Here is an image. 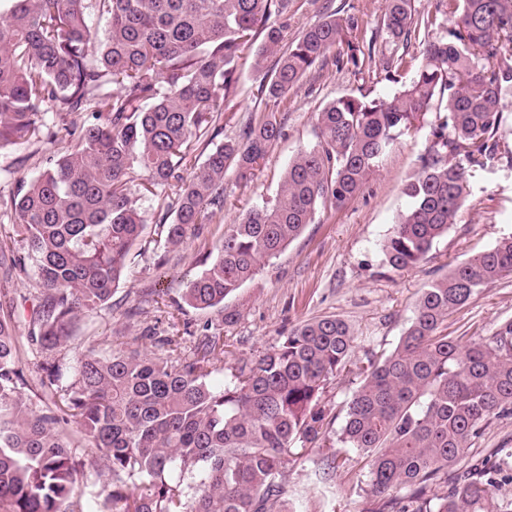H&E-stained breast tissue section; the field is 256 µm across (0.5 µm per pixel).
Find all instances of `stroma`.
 <instances>
[{
	"mask_svg": "<svg viewBox=\"0 0 512 512\" xmlns=\"http://www.w3.org/2000/svg\"><path fill=\"white\" fill-rule=\"evenodd\" d=\"M384 6L385 0H291L285 39L293 41L323 14L340 7L356 14L361 29L369 31L376 27ZM251 60V50H244L241 91L229 106L236 118L224 124L228 137L238 132L237 118L249 115L259 104V77L251 69ZM364 84L386 98L396 90L377 68L359 75L329 65L308 73L275 108L283 135L269 151L261 171L249 183L227 173L223 223L211 225L204 236L189 240L179 250H166L160 236L158 220L166 211L165 197L158 191L143 193L146 224L130 251L125 275L112 294V306L87 314L75 324L68 347L60 353L64 378H71L78 354L88 350L103 356L120 344L154 350L153 341L147 337L151 331L160 336H180V351L189 354L194 333L205 324L219 323L227 309L237 312L238 317L224 329V353L209 378L219 387L239 360L255 359L273 350L289 331L304 322L333 317L344 321L355 338L349 370L333 378L322 395L330 421L327 433L331 440H338L347 402L360 381L359 369L395 349L422 289L446 275L449 266L512 235V168L496 164L467 172L469 196L457 223L437 240L423 264L400 274L391 273L383 265L381 245L391 234L397 214L408 204L403 187L417 173L418 158L426 145L424 133L402 137L369 178L362 194L340 208L319 214L316 223L306 225L253 280L227 296L223 309L180 310L175 301L187 282L215 257L225 225L275 196L290 160L314 138L319 107ZM69 146L65 138L35 144L19 139L0 145V194L15 190L20 178L38 175L45 156L63 153ZM33 295L25 279L15 282L10 293L29 382L22 396L30 407L39 409L50 399L37 394L34 387L42 354L29 338ZM131 309L136 312L132 318L127 315ZM507 320H512V275L481 287L449 317L446 331L465 344L471 337L492 335ZM496 451L504 456L512 453V415L492 419L474 440L467 461L481 462ZM332 454L341 463L332 481L320 482L317 465ZM368 480L367 470L353 449L301 448L288 466V496L296 503L315 487L320 494L307 503L304 512H380L381 501L368 493Z\"/></svg>",
	"mask_w": 512,
	"mask_h": 512,
	"instance_id": "stroma-1",
	"label": "stroma"
}]
</instances>
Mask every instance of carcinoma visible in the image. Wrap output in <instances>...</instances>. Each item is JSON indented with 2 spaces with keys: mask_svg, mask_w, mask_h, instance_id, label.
I'll use <instances>...</instances> for the list:
<instances>
[{
  "mask_svg": "<svg viewBox=\"0 0 512 512\" xmlns=\"http://www.w3.org/2000/svg\"><path fill=\"white\" fill-rule=\"evenodd\" d=\"M0 12V128L32 141L60 131L71 146L45 158L0 206L24 237H0V283L34 269L33 337L52 352L70 326L109 306L145 223L133 191L171 199L159 224L179 249L223 218L224 175L253 180L283 127L271 111L248 116L213 144L240 89V52L253 50L258 91L278 102L318 65L361 74L379 60L398 85L370 87L316 113L315 142L288 163L275 198L227 226L217 254L178 308L210 309L251 281L317 212L362 193L398 139L428 128L409 199L381 245L394 272L420 266L466 207V172L499 152L512 96V0H442L441 15L414 0H386L370 37L353 13L330 12L281 49L288 0H12ZM94 7L109 19L100 36ZM424 33L420 55L411 35ZM276 56L270 69L265 62ZM436 112L435 120L427 116ZM213 145L197 164L200 140ZM512 274V237L451 266L423 289L395 350L370 363L347 403L339 442L362 454L369 493L387 512H512L496 496L502 463L459 468L494 417L512 413V320L462 345L448 317L482 286ZM354 336L342 320L307 321L279 346L244 359L221 387L212 360L224 328L208 325L189 355L129 347L78 358L59 385V360L39 367L52 405L28 407L11 315L0 316V512H293L286 474L296 445L323 447L331 378L347 368ZM88 442L82 453L72 432ZM102 463L112 483L79 482Z\"/></svg>",
  "mask_w": 512,
  "mask_h": 512,
  "instance_id": "1",
  "label": "carcinoma"
}]
</instances>
